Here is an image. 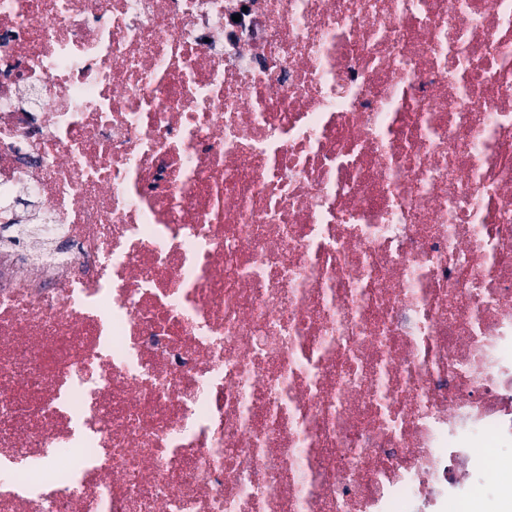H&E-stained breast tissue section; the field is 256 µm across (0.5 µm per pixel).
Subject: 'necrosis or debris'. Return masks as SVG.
<instances>
[{
  "mask_svg": "<svg viewBox=\"0 0 512 512\" xmlns=\"http://www.w3.org/2000/svg\"><path fill=\"white\" fill-rule=\"evenodd\" d=\"M504 441L512 0H0V512H469Z\"/></svg>",
  "mask_w": 512,
  "mask_h": 512,
  "instance_id": "obj_1",
  "label": "necrosis or debris"
}]
</instances>
